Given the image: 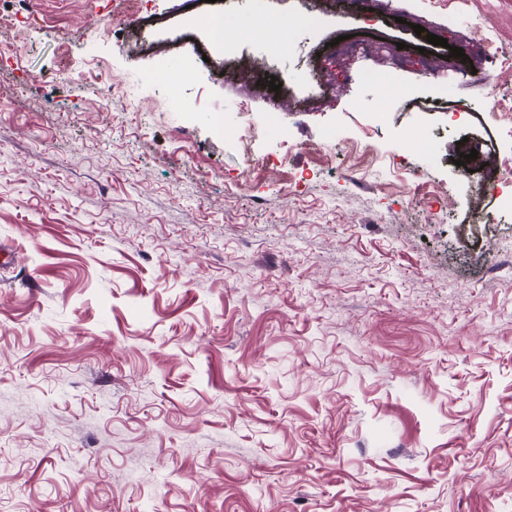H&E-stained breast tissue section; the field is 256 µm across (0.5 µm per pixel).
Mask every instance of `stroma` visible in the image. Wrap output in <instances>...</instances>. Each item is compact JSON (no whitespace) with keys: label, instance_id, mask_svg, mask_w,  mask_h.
I'll use <instances>...</instances> for the list:
<instances>
[{"label":"stroma","instance_id":"1","mask_svg":"<svg viewBox=\"0 0 512 512\" xmlns=\"http://www.w3.org/2000/svg\"><path fill=\"white\" fill-rule=\"evenodd\" d=\"M116 2L0 0V512H512V211L454 163L512 154V72L383 103L307 0L236 41L336 77L273 122L163 50L205 17L145 0L149 52ZM425 16L512 59V0Z\"/></svg>","mask_w":512,"mask_h":512}]
</instances>
